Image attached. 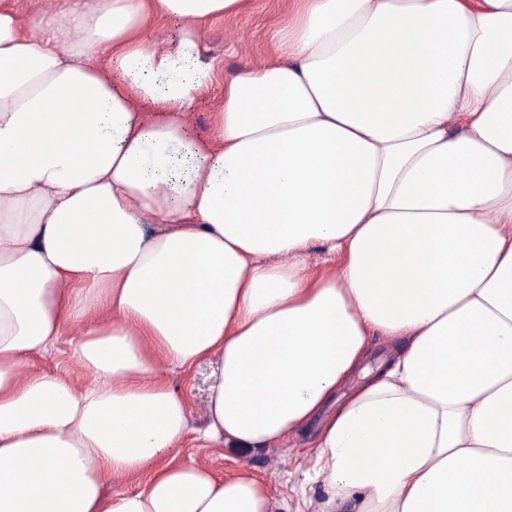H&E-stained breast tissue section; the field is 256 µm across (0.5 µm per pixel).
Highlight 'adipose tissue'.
Returning <instances> with one entry per match:
<instances>
[{
  "label": "adipose tissue",
  "instance_id": "ef3b65f1",
  "mask_svg": "<svg viewBox=\"0 0 512 512\" xmlns=\"http://www.w3.org/2000/svg\"><path fill=\"white\" fill-rule=\"evenodd\" d=\"M65 3L36 36L0 10V512H271L171 461L157 357L215 359L203 443L322 417L337 512H512V0H288L205 138L200 34L251 0ZM70 325L88 386L29 368ZM375 333L404 346L334 404Z\"/></svg>",
  "mask_w": 512,
  "mask_h": 512
}]
</instances>
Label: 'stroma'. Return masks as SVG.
Returning a JSON list of instances; mask_svg holds the SVG:
<instances>
[{
  "mask_svg": "<svg viewBox=\"0 0 512 512\" xmlns=\"http://www.w3.org/2000/svg\"><path fill=\"white\" fill-rule=\"evenodd\" d=\"M285 19L283 0H253L250 13L239 17L214 19L203 33L207 58L215 60L223 72L256 69L273 52V35ZM224 103V79L216 77L208 90L190 106L186 121L201 134L208 133ZM75 329H65L58 350L35 358L32 365L41 372L67 371L77 383L86 384L91 374L69 357L68 341ZM399 340L376 334L370 337L360 371L352 373L337 392L339 398L352 395L363 383L362 369L377 371L399 347ZM213 370L210 362L171 372L163 361H156L155 372L188 402L193 430L203 428L207 416V386ZM318 422H310L286 440L264 449L242 448L227 443L216 448L200 447L192 434L179 443L176 461L191 460L227 477L247 468L269 491L273 512H324L328 492L322 483L310 480L315 463V438Z\"/></svg>",
  "mask_w": 512,
  "mask_h": 512,
  "instance_id": "obj_1",
  "label": "stroma"
}]
</instances>
